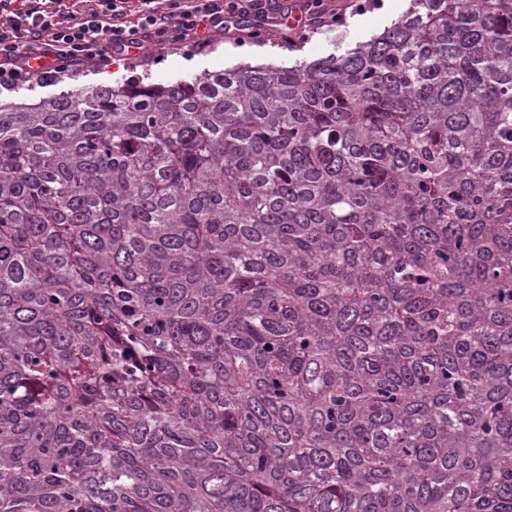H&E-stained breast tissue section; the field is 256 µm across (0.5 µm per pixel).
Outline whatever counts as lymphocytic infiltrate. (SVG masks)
<instances>
[{"label": "lymphocytic infiltrate", "instance_id": "1", "mask_svg": "<svg viewBox=\"0 0 512 512\" xmlns=\"http://www.w3.org/2000/svg\"><path fill=\"white\" fill-rule=\"evenodd\" d=\"M277 0H0V89L50 82L148 46H209L281 25Z\"/></svg>", "mask_w": 512, "mask_h": 512}]
</instances>
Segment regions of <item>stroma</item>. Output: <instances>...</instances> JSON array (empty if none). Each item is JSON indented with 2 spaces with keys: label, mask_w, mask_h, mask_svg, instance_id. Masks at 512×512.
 Wrapping results in <instances>:
<instances>
[{
  "label": "stroma",
  "mask_w": 512,
  "mask_h": 512,
  "mask_svg": "<svg viewBox=\"0 0 512 512\" xmlns=\"http://www.w3.org/2000/svg\"><path fill=\"white\" fill-rule=\"evenodd\" d=\"M402 14L399 0H367L360 12H347L343 24L330 29H311L303 39L285 41L283 35L269 30H260L256 38L237 42L234 35L215 37L203 49L158 50L148 48L138 57H113L107 66L83 67L61 75L51 83H23L11 90L0 91V104L7 102L34 103L40 98L75 90L88 84L98 85L102 80L126 82L131 78L149 73L157 84L177 80H189L204 71H221L242 61H254L263 41H271L273 63L291 66L302 61H312L331 54H341L380 33Z\"/></svg>",
  "instance_id": "35a3bbf8"
}]
</instances>
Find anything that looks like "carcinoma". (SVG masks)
<instances>
[{
  "instance_id": "carcinoma-1",
  "label": "carcinoma",
  "mask_w": 512,
  "mask_h": 512,
  "mask_svg": "<svg viewBox=\"0 0 512 512\" xmlns=\"http://www.w3.org/2000/svg\"><path fill=\"white\" fill-rule=\"evenodd\" d=\"M0 512H512V0L0 107Z\"/></svg>"
}]
</instances>
